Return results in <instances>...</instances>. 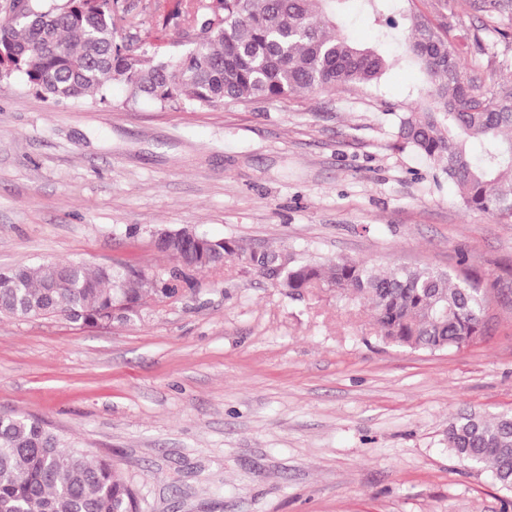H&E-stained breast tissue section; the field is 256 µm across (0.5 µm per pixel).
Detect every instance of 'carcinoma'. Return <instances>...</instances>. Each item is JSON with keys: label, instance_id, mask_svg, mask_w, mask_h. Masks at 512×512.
<instances>
[{"label": "carcinoma", "instance_id": "cac0c4a2", "mask_svg": "<svg viewBox=\"0 0 512 512\" xmlns=\"http://www.w3.org/2000/svg\"><path fill=\"white\" fill-rule=\"evenodd\" d=\"M205 0L198 23L186 32L179 54L137 51L120 31L131 25L118 0H57L44 10L24 0V15L0 21V82L15 73L51 100L104 102L108 82L128 88L127 101L149 97L162 108H207L226 100L274 101L300 91L373 85L397 59L380 45L398 27L388 0H364L378 44L361 46L336 25L344 0ZM403 56L429 77L426 111L397 114L394 136L428 159L459 190L466 209L512 224V88L487 97L468 76L460 55L420 16L405 18ZM176 260L158 288L145 269L115 262L91 270L80 261H42L0 268V315H63L98 327L139 314L193 286L192 273L223 259L277 276L288 294L317 281L336 297L371 306L381 341L414 351L447 352L483 334L488 290L469 274L452 284L448 274L338 257L292 266L275 254L256 256L232 239L199 235L190 255L160 243ZM448 448L458 459L491 470L495 484L512 492V414H474L448 424ZM0 512H141L137 491L111 458L96 456L48 425L25 416H0Z\"/></svg>", "mask_w": 512, "mask_h": 512}]
</instances>
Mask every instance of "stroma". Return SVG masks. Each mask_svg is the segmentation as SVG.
<instances>
[{
	"label": "stroma",
	"instance_id": "stroma-1",
	"mask_svg": "<svg viewBox=\"0 0 512 512\" xmlns=\"http://www.w3.org/2000/svg\"><path fill=\"white\" fill-rule=\"evenodd\" d=\"M119 2L136 48L189 27V0ZM481 3L391 7L425 16L492 93L512 86V13ZM427 84L404 61L369 89L191 110L128 104L119 81L98 104L0 82V267L163 273L152 230L190 227L295 261L464 263L491 293L484 335L437 354L382 342L370 307L325 284L291 296L234 260L105 328L2 316L0 415L111 457L143 512H504L446 434L452 417L512 412V224L395 146L393 113L422 111Z\"/></svg>",
	"mask_w": 512,
	"mask_h": 512
}]
</instances>
